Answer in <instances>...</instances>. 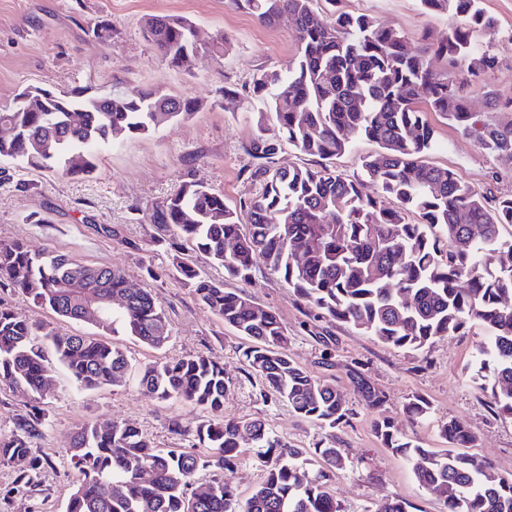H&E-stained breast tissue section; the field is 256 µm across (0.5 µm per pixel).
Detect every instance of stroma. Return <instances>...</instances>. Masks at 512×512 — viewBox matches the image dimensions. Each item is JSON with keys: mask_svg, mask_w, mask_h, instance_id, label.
<instances>
[{"mask_svg": "<svg viewBox=\"0 0 512 512\" xmlns=\"http://www.w3.org/2000/svg\"><path fill=\"white\" fill-rule=\"evenodd\" d=\"M480 6L496 22L481 43L498 66L486 80L467 88L476 112L487 109V89L512 96V0H480ZM341 8L371 15L416 45L425 28L438 35L448 30L447 18L425 16L420 0H342ZM150 14L189 17L203 41L224 35L228 50L194 73L168 66L153 56L142 36V20ZM101 20L112 26L106 43L92 34ZM297 56L288 20L267 27L229 6L228 0H0V107L11 104L28 85L91 96L115 89H151L203 103L188 119L129 137L104 152L90 176L63 178L53 171L0 163V242L18 239L34 251L52 248L96 265L123 268L131 285L151 291L171 328V339L161 352L125 340L134 367L163 356L207 354L223 365L230 381L225 418L262 419L293 446L311 448L323 430L296 417L245 365L242 338L173 276L163 233L146 218L186 180L223 192L232 207L260 191V183L244 175L252 163L244 147L260 128H274L276 121L248 89L254 75L287 72L295 67ZM228 88L239 93L231 107L224 103ZM428 120L435 128L429 162L453 169L477 190L512 195V162L483 150L439 116L429 115ZM101 225L110 227L111 235L99 234ZM191 262L223 281L226 290L245 292L274 310L288 330V352L296 364L342 394L352 415L337 428L336 440L349 465L337 473L332 490L344 512H376L394 497L417 512H445L439 500L418 487L409 463L375 437L373 423L383 416L422 447L434 450L446 447L439 434L441 424L456 420L475 434L476 454L491 460L499 474L512 476V419L499 415L492 393L471 379L476 348L484 336L481 329L436 338L419 351L397 348L348 324L315 317L310 305L263 260H256L247 282L225 277L223 268L212 265L204 254H193ZM351 367L385 393L382 410L363 404L346 376ZM53 375L50 391L34 400L0 387V433L10 432L15 419L31 406L43 408L46 424L33 448L48 461L39 489L32 491L15 486L21 462H0V512H64L77 477L66 449L73 433L86 424L127 421L158 447L199 452L192 432L202 412L194 405L146 398L133 381L86 391L58 364ZM415 395L432 407L425 420H410L403 412L404 403ZM174 419L182 434L172 432Z\"/></svg>", "mask_w": 512, "mask_h": 512, "instance_id": "obj_1", "label": "stroma"}]
</instances>
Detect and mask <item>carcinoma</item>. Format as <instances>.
Wrapping results in <instances>:
<instances>
[{
  "label": "carcinoma",
  "mask_w": 512,
  "mask_h": 512,
  "mask_svg": "<svg viewBox=\"0 0 512 512\" xmlns=\"http://www.w3.org/2000/svg\"><path fill=\"white\" fill-rule=\"evenodd\" d=\"M315 0H230L265 26L288 17L298 44L294 70L263 72L252 91L276 127L260 129L246 146L247 178L262 185L246 214L224 194L185 181L152 209L149 222L170 233L171 266L201 305L248 340L244 356L266 387L288 402L298 418L330 429L313 450L283 441L258 419H224L229 378L224 367L199 353L156 361L139 373L140 393L181 400L204 412L194 439L208 453L160 448L137 428L114 422L86 425L74 434L70 461L78 479L65 512H343L331 489L347 467L336 447V427L350 418L335 386L312 376L288 355V331L276 312L247 295L224 289L195 269L186 252L198 251L233 278L246 279L256 259L283 277L320 315L351 325L399 348L419 350L433 339L478 326L475 376L489 387L498 413L512 418V196L495 197L465 183L453 170L425 162L435 143L426 118L433 112L482 149L512 160V122L492 114L512 111V97L487 91L489 113L471 110L465 85L497 67L479 47L495 20L478 0H420L423 13L450 16L440 39L424 44L382 26L367 14L336 9L326 17ZM153 53L186 71L204 70L224 54V37L195 39V24L181 15H152L141 26ZM445 70L435 71L433 59ZM57 112L0 108V124L14 134L0 139V160L64 176H90L101 152L117 138L144 134L200 109L191 98L141 91L106 97L53 94ZM366 139L380 152L366 157L352 177L328 167H274L282 141L305 155L329 160ZM417 216L411 221L409 216ZM235 244L234 250L228 245ZM64 322H85L78 304L83 288H100L126 306L98 326V335L33 323L0 304V382L30 397L46 393L52 366L44 345L80 388L123 385L132 364L118 336L154 350L170 339V325L152 293H132L125 272L88 264L53 249L31 252L15 240L0 243V280ZM349 381L364 405L383 407L386 396L353 367ZM413 396L404 405L412 420L430 414ZM46 414L37 406L0 433V458L26 459L19 488L34 489L48 461L32 455ZM379 441L412 464L414 477L445 512H512V478H499L490 460L469 452L472 432L455 420L442 424L448 449L433 451L404 436L390 419L373 424ZM265 466L263 482L246 499L226 479L245 437ZM149 469L154 477L141 480ZM212 472L196 482L199 472Z\"/></svg>",
  "instance_id": "1"
}]
</instances>
